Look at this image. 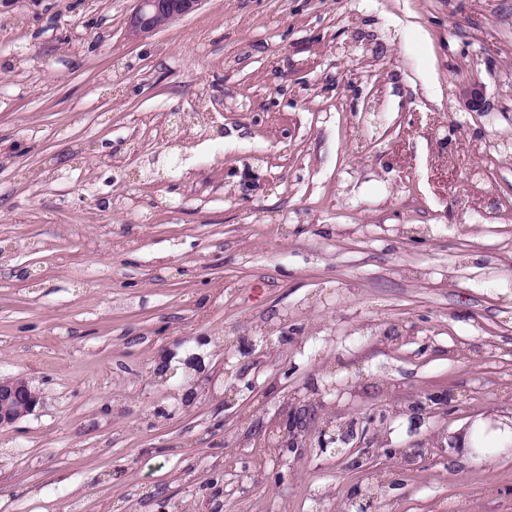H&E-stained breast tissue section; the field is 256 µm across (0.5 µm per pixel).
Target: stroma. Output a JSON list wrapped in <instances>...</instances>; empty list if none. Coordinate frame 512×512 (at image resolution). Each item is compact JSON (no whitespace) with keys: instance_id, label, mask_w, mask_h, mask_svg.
<instances>
[{"instance_id":"35a3bbf8","label":"stroma","mask_w":512,"mask_h":512,"mask_svg":"<svg viewBox=\"0 0 512 512\" xmlns=\"http://www.w3.org/2000/svg\"><path fill=\"white\" fill-rule=\"evenodd\" d=\"M132 6L0 0V512H512V0ZM203 0H134L127 17V36L142 39L199 8ZM41 394L23 376L0 378V427L15 424L35 412ZM305 409L297 408L290 418L279 422L280 441L279 447L304 448L308 440L309 421Z\"/></svg>"}]
</instances>
